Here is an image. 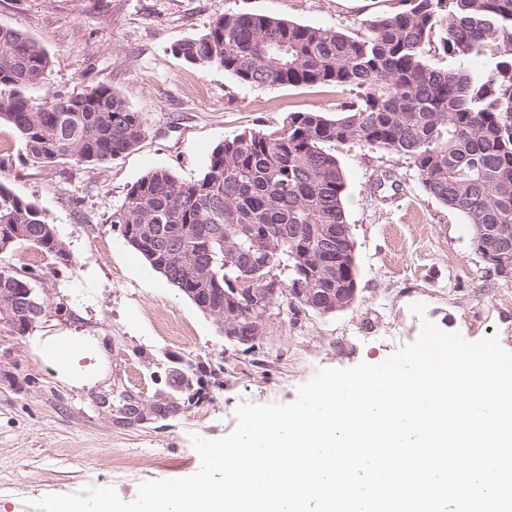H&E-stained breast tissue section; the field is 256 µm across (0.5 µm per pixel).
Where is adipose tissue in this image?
<instances>
[{
    "mask_svg": "<svg viewBox=\"0 0 512 512\" xmlns=\"http://www.w3.org/2000/svg\"><path fill=\"white\" fill-rule=\"evenodd\" d=\"M29 344L55 377L75 388H92L109 373L108 352L95 336L81 333L33 335Z\"/></svg>",
    "mask_w": 512,
    "mask_h": 512,
    "instance_id": "ef3b65f1",
    "label": "adipose tissue"
}]
</instances>
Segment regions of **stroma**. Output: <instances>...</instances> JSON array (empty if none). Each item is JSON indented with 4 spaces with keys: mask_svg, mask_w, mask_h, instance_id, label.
Listing matches in <instances>:
<instances>
[{
    "mask_svg": "<svg viewBox=\"0 0 512 512\" xmlns=\"http://www.w3.org/2000/svg\"><path fill=\"white\" fill-rule=\"evenodd\" d=\"M395 0H0V25L41 41L51 65L32 97L73 96L106 86L144 119L131 150L88 170L24 164L14 129L0 124V172L35 202L72 255L63 266L36 248L0 254V267H29L43 312L39 334L101 337L111 371L97 387L67 386L30 347L0 327V512L87 487L134 500L141 482L195 474L192 436L223 438L244 401L292 402L320 368L378 364L419 335L422 320L475 342L497 336L512 351V280L476 252L464 217L424 189L405 158L347 144L336 155L347 180L357 301L319 315L272 310L255 349L229 343L216 320L151 272L110 217L146 172L191 180L212 148L243 130H274L288 113L335 114L331 89L238 82L218 67L175 57L177 42L216 16L256 13L349 32ZM415 302L427 306L413 315ZM217 368L210 376L206 367ZM196 399H189V392Z\"/></svg>",
    "mask_w": 512,
    "mask_h": 512,
    "instance_id": "35a3bbf8",
    "label": "stroma"
}]
</instances>
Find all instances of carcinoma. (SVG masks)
<instances>
[{"instance_id":"obj_1","label":"carcinoma","mask_w":512,"mask_h":512,"mask_svg":"<svg viewBox=\"0 0 512 512\" xmlns=\"http://www.w3.org/2000/svg\"><path fill=\"white\" fill-rule=\"evenodd\" d=\"M173 51L190 67H220L252 86L351 93L334 116L290 112L276 130L224 139L197 179L153 169L112 212L152 270L208 304L224 336L258 324L235 293L240 279L320 315L336 312V289L353 287L354 248H323L347 224L338 145L410 160L426 192L470 224L484 262L512 273V0H398L349 33L224 13ZM432 52L451 64L433 66ZM475 58L485 63L480 74L470 69ZM49 66L39 40L0 25V121L13 127L24 163L93 169L141 141L142 117L108 87L32 99L28 89ZM21 244L72 263L42 210L0 182V254ZM282 266L292 272L285 285L270 276ZM36 278L0 269V324L20 336L32 324L11 322L3 309Z\"/></svg>"}]
</instances>
